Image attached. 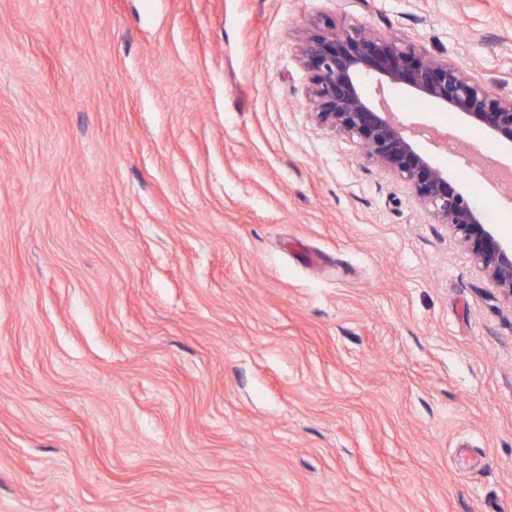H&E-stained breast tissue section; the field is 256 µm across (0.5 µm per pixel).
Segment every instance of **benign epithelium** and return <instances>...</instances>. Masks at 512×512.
Masks as SVG:
<instances>
[{
    "label": "benign epithelium",
    "mask_w": 512,
    "mask_h": 512,
    "mask_svg": "<svg viewBox=\"0 0 512 512\" xmlns=\"http://www.w3.org/2000/svg\"><path fill=\"white\" fill-rule=\"evenodd\" d=\"M317 120L356 140L362 154L405 182L440 224L453 228L494 284L512 299V240L502 237L448 171L381 103L387 87L455 112L512 145V94L495 95L446 58L427 56L367 27L310 33L299 47Z\"/></svg>",
    "instance_id": "benign-epithelium-1"
}]
</instances>
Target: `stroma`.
Returning a JSON list of instances; mask_svg holds the SVG:
<instances>
[{"label": "stroma", "instance_id": "35a3bbf8", "mask_svg": "<svg viewBox=\"0 0 512 512\" xmlns=\"http://www.w3.org/2000/svg\"><path fill=\"white\" fill-rule=\"evenodd\" d=\"M328 25L512 91V0H0V512H512V300L316 121Z\"/></svg>", "mask_w": 512, "mask_h": 512}]
</instances>
